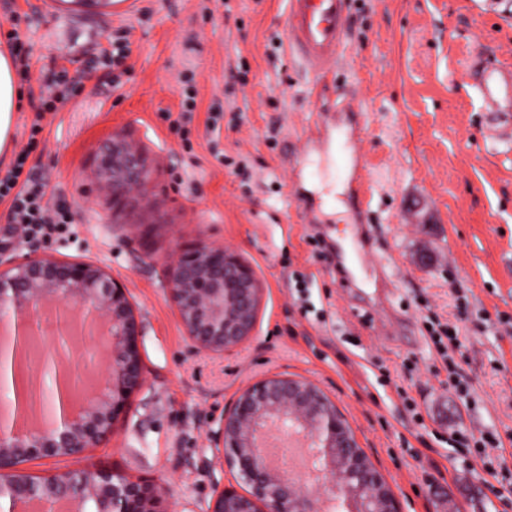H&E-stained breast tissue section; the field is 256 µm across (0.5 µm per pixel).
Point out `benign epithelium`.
<instances>
[{
	"label": "benign epithelium",
	"mask_w": 512,
	"mask_h": 512,
	"mask_svg": "<svg viewBox=\"0 0 512 512\" xmlns=\"http://www.w3.org/2000/svg\"><path fill=\"white\" fill-rule=\"evenodd\" d=\"M94 178L115 207L152 188L146 156L119 135L99 155ZM170 285L181 322L198 348L223 352L254 330L260 288L254 270L234 249L200 244L178 253ZM50 305L58 316L79 311L82 327L99 336L106 362L102 386L82 398L67 396L61 415L47 426L19 419L7 427L0 420V475L7 474L19 454L31 459L58 456L64 448L98 446L143 382L139 323L127 292L87 262L24 257L0 270V353L10 346L13 361L19 362L7 326L24 323ZM271 428L306 442L316 462L307 481L336 487V498L348 504L344 512H400L335 403L312 381L285 374L251 383L224 414V462L248 491L224 487L209 512H325L319 492L305 491L298 481L265 465L260 448ZM88 491L96 512H165L158 488L122 481L111 471H96ZM29 495L28 485L20 481L0 485V507L25 506Z\"/></svg>",
	"instance_id": "7a95c632"
}]
</instances>
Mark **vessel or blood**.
<instances>
[{
	"label": "vessel or blood",
	"mask_w": 512,
	"mask_h": 512,
	"mask_svg": "<svg viewBox=\"0 0 512 512\" xmlns=\"http://www.w3.org/2000/svg\"><path fill=\"white\" fill-rule=\"evenodd\" d=\"M349 6L350 0H287L288 51L313 77L335 71L343 61ZM464 76L471 80L482 101L485 140L511 148L512 64L499 61L478 71L469 68ZM350 109V103L342 99L326 105L327 132L319 138L307 139V149L326 152L330 143L328 132L335 128L337 114ZM346 149V162L351 168L347 190L355 215L363 220L368 215L371 193L364 183L366 163L360 136H351Z\"/></svg>",
	"instance_id": "obj_1"
}]
</instances>
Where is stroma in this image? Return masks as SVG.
I'll return each mask as SVG.
<instances>
[{"label":"stroma","instance_id":"obj_1","mask_svg":"<svg viewBox=\"0 0 512 512\" xmlns=\"http://www.w3.org/2000/svg\"><path fill=\"white\" fill-rule=\"evenodd\" d=\"M32 49L21 90L66 60L128 34L131 71H106L46 115L28 163L71 214L61 237L6 239L0 260L91 262L126 288L141 326L143 383L99 447L17 465L51 476L103 468L163 493L166 512H207L234 482L216 439L237 394L277 374L316 383L394 492L402 512H512V480L491 475L454 430L496 433L512 469V151L481 138L484 114L464 59L512 63V0H353L346 57L328 97L359 104L372 203L355 226L346 177L301 156L317 119L307 77L286 47V0H0V51L14 15ZM193 72L190 144L171 130ZM224 107L208 125L213 101ZM155 167L152 196L116 211L96 158L113 135ZM247 165L230 174L225 159ZM228 246L255 271V329L214 354L188 338L167 271L182 250ZM359 245L367 271L343 287L332 254ZM455 323L471 394L460 400L435 363L426 317Z\"/></svg>","mask_w":512,"mask_h":512}]
</instances>
